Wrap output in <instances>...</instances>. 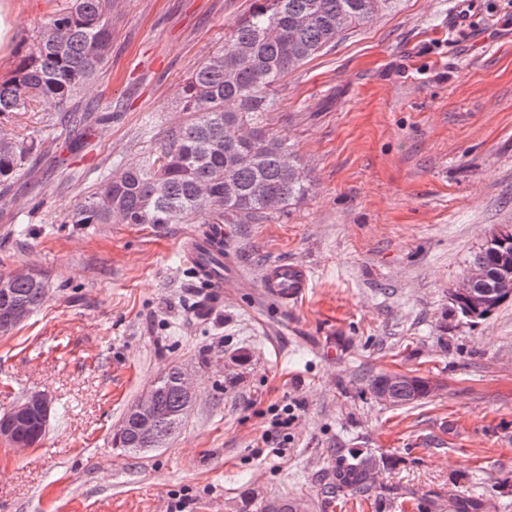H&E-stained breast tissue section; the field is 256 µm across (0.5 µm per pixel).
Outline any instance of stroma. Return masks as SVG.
Masks as SVG:
<instances>
[{
    "label": "stroma",
    "mask_w": 512,
    "mask_h": 512,
    "mask_svg": "<svg viewBox=\"0 0 512 512\" xmlns=\"http://www.w3.org/2000/svg\"><path fill=\"white\" fill-rule=\"evenodd\" d=\"M15 68L60 0H8ZM254 0H112V48L78 107L96 123L49 127L41 106L0 133L45 141L0 199V276L47 281L43 304L0 335V414L52 400L41 444L0 442V512H237L245 493L302 512H512V302L472 324L450 293L499 225H512V0H401L292 71L263 119L312 184L287 213L224 227L223 302L198 307L184 251L208 225L72 224L76 203L183 123L178 88ZM306 267L302 298L260 285ZM246 362H238L239 354ZM195 402L164 447L113 448L127 408L168 368ZM409 374L431 394L377 399ZM288 445L267 439L283 407ZM388 458L364 501L325 490L337 454ZM368 387L371 393L381 401L388 402L389 391L393 396L392 404L406 405L425 398L430 392L427 381L418 376H400L381 374L369 379Z\"/></svg>",
    "instance_id": "stroma-1"
}]
</instances>
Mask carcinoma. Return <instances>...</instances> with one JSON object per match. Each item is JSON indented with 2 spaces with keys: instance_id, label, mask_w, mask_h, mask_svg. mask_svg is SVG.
<instances>
[{
  "instance_id": "cac0c4a2",
  "label": "carcinoma",
  "mask_w": 512,
  "mask_h": 512,
  "mask_svg": "<svg viewBox=\"0 0 512 512\" xmlns=\"http://www.w3.org/2000/svg\"><path fill=\"white\" fill-rule=\"evenodd\" d=\"M400 0H256L224 42L184 80L178 93L184 124L169 129L135 165L117 169L73 208L70 224H150L163 227L199 219L206 224H250L284 212L303 197L309 172L288 142L260 121L270 111L276 86L290 72L332 46L343 32L366 26L394 10ZM112 0H66L33 40L30 52L9 75L0 77V117L26 112L35 103L52 112L62 127L87 125L94 116L71 103L92 88L112 43ZM41 142L0 135V197L12 191L28 158ZM485 272L478 288L494 291L512 267V241L482 245L470 262ZM0 312L14 306L34 312L46 283L0 277ZM181 367L173 366L150 389L154 418L145 424L125 413L112 440L125 452L156 447L172 438L191 410ZM375 396L388 391L393 404L425 398L427 381L418 376L381 374L368 380ZM372 455L352 452L336 461L331 488L365 498L372 491ZM260 512H295L283 498L261 502Z\"/></svg>"
}]
</instances>
